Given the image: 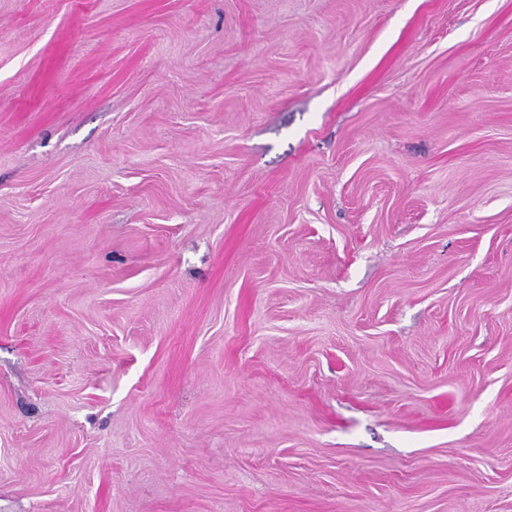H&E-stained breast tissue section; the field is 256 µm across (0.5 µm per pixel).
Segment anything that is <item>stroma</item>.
Listing matches in <instances>:
<instances>
[{
    "mask_svg": "<svg viewBox=\"0 0 512 512\" xmlns=\"http://www.w3.org/2000/svg\"><path fill=\"white\" fill-rule=\"evenodd\" d=\"M0 512H512V0H0Z\"/></svg>",
    "mask_w": 512,
    "mask_h": 512,
    "instance_id": "stroma-1",
    "label": "stroma"
}]
</instances>
